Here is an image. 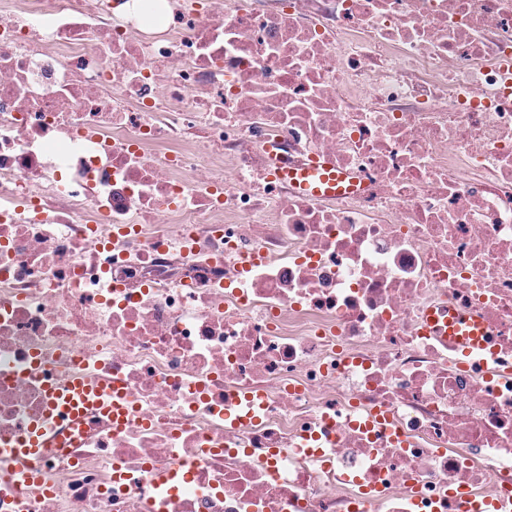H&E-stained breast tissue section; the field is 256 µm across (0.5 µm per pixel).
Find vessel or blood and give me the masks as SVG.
<instances>
[{
	"label": "vessel or blood",
	"instance_id": "vessel-or-blood-1",
	"mask_svg": "<svg viewBox=\"0 0 512 512\" xmlns=\"http://www.w3.org/2000/svg\"><path fill=\"white\" fill-rule=\"evenodd\" d=\"M274 177L289 180L297 189L317 197L333 196L343 190H355L357 182L347 173H336L325 164L312 163L304 170L297 171L278 165L272 170ZM445 323L450 345L462 356H484L487 352V332L474 318L461 313H449L448 317L431 314L429 330H436L438 323ZM50 402L45 410L46 417L62 420H77L88 414L108 415L115 427L126 424L128 408L123 395L113 394L110 385L100 383L86 375L69 376L65 384L48 386ZM47 431L42 424L30 426L24 440L17 448L11 449L1 458L24 466L32 457L46 447Z\"/></svg>",
	"mask_w": 512,
	"mask_h": 512
}]
</instances>
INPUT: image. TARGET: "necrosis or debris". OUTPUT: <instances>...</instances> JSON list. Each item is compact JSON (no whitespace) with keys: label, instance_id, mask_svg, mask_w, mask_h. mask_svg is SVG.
I'll list each match as a JSON object with an SVG mask.
<instances>
[{"label":"necrosis or debris","instance_id":"4bbe7bcc","mask_svg":"<svg viewBox=\"0 0 512 512\" xmlns=\"http://www.w3.org/2000/svg\"><path fill=\"white\" fill-rule=\"evenodd\" d=\"M142 2L0 0V445L71 373L130 410L0 512L512 504V0ZM274 177L288 179L297 189L317 197L335 196L347 190L355 191L358 180L343 172L336 174L328 165L314 161L304 170H289L287 166L276 165ZM348 184L345 188L343 184ZM440 317L441 316L436 313L430 315L428 330L433 331L437 335L451 336L449 339H444L445 343H449L455 350L460 351L463 357H482L488 353L487 347L489 343L486 339L487 332L485 327L477 320L468 315L453 313L448 310V317L446 315L443 317L447 331L443 333L441 329L437 327Z\"/></svg>","mask_w":512,"mask_h":512}]
</instances>
